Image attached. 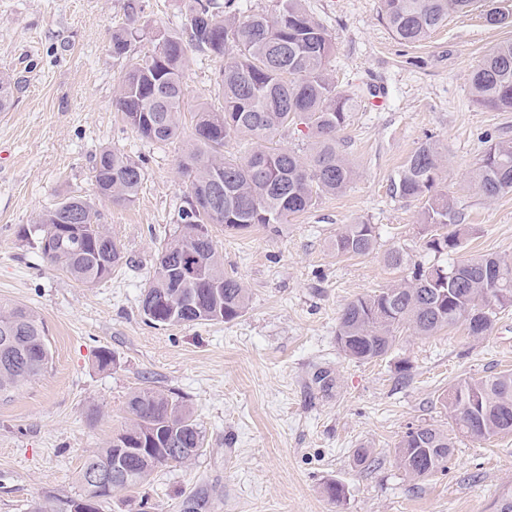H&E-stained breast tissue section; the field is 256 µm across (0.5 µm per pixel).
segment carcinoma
I'll list each match as a JSON object with an SVG mask.
<instances>
[{"mask_svg":"<svg viewBox=\"0 0 512 512\" xmlns=\"http://www.w3.org/2000/svg\"><path fill=\"white\" fill-rule=\"evenodd\" d=\"M483 8L492 26L512 24V5L499 0H380L381 20L397 40L415 44L448 23V17ZM140 11L128 0L126 21L112 33V55L122 57L144 36L135 26ZM176 30L152 28L151 54L123 74L112 105L141 139L164 144L183 134L184 74L192 53L229 60L215 84L223 105L201 103L178 168L187 182L177 230L157 254L144 289L141 311L154 325L232 321L246 312L250 295L241 280L224 272L213 237L195 238L199 224L242 232L260 226L270 234L313 208L323 195H339L353 185L357 170L344 150L342 132L355 107L354 96L338 89L326 64L335 43L303 0H273L269 9L248 10L241 0H185ZM19 82L0 72V98L15 99ZM469 93L484 108L512 112V41L492 47L474 70ZM303 127L307 150L281 143L288 130ZM245 140L244 155L224 154V146ZM445 155L428 137L407 157L391 183L403 199L424 202L421 231L425 249L445 263H416L410 275L342 309L336 343L346 358L372 362L386 356L397 330L433 336L458 324L468 334L486 336L497 313L512 307V257H459L475 233L463 223L455 198L439 189ZM140 159L110 147L93 159L91 181L99 200L113 206L135 201L145 180ZM476 194L492 200L512 192V139L490 144L471 180ZM212 195L200 210L191 197ZM20 237L72 280L93 287L122 261L120 247L105 243L108 232L95 203L65 196L22 229ZM373 224H346L336 234L338 256H366L377 246ZM485 310L480 327L471 322ZM50 363L47 330L40 315L20 305L0 303V393L43 374ZM442 405L458 432L478 439L512 433V371L503 370L452 386ZM130 422L88 454L78 472L84 493L57 500L52 512L91 494L88 472L120 463L112 492L143 485L159 467L186 465L198 456L204 431L183 397L150 386L134 390L127 402ZM456 441L431 426L409 428L395 446L405 474L423 480L448 468Z\"/></svg>","mask_w":512,"mask_h":512,"instance_id":"carcinoma-1","label":"carcinoma"}]
</instances>
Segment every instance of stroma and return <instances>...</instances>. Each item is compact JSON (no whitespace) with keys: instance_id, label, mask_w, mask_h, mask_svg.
<instances>
[{"instance_id":"35a3bbf8","label":"stroma","mask_w":512,"mask_h":512,"mask_svg":"<svg viewBox=\"0 0 512 512\" xmlns=\"http://www.w3.org/2000/svg\"><path fill=\"white\" fill-rule=\"evenodd\" d=\"M127 2L0 0V71L20 82L12 112L0 116V301L40 315L52 356L46 373L0 396V512L80 494L84 457L124 428L127 398L145 385L184 397L203 448L190 465L157 469L137 493L114 494L101 512H495L512 495V435L460 437L447 471L423 480L405 475L394 447L411 426L451 430L440 402L450 386L512 369V307L479 339L461 325L429 337L400 329L390 352L369 363L345 358L336 332L347 301L407 276L385 264L388 250L434 260L419 233L422 201L390 190L426 137L446 154L441 189L477 229L468 253L512 257V193L487 200L469 187L488 140L512 138V112L469 94L473 69L512 41V26L488 25L476 10L408 45L382 22L378 0H305L335 41L328 70L339 89L371 84L382 94L379 107L359 99L343 132L359 176L278 234L213 228L225 271L250 292L248 310L230 322L154 326L140 301L177 227L185 142L147 143L112 107L122 74L153 49L145 39L112 55ZM218 67L190 57L188 107L218 105ZM105 146L142 159L147 175L131 205L99 203L125 260L86 288L18 233L64 195L92 197V160ZM357 222L376 225L375 251L336 255L337 232ZM104 348L115 356L106 368L97 360ZM321 371L327 384L315 380ZM359 448L371 463H358ZM331 481L343 484L341 501L325 495Z\"/></svg>"}]
</instances>
